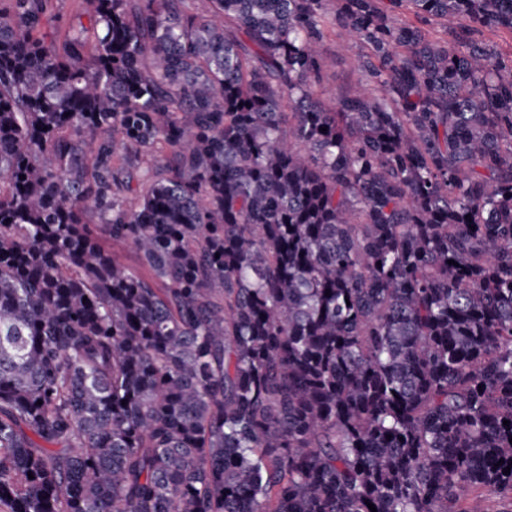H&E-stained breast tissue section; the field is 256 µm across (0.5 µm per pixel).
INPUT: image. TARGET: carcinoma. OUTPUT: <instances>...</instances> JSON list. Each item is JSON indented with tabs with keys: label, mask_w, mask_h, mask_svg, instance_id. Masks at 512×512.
<instances>
[{
	"label": "carcinoma",
	"mask_w": 512,
	"mask_h": 512,
	"mask_svg": "<svg viewBox=\"0 0 512 512\" xmlns=\"http://www.w3.org/2000/svg\"><path fill=\"white\" fill-rule=\"evenodd\" d=\"M76 2L0 0V512L512 495V0ZM336 30L327 32L322 45L327 64L322 72L320 99L327 105L336 99V95L355 89L360 78L356 59L366 51L360 44L343 46L336 37Z\"/></svg>",
	"instance_id": "cac0c4a2"
}]
</instances>
